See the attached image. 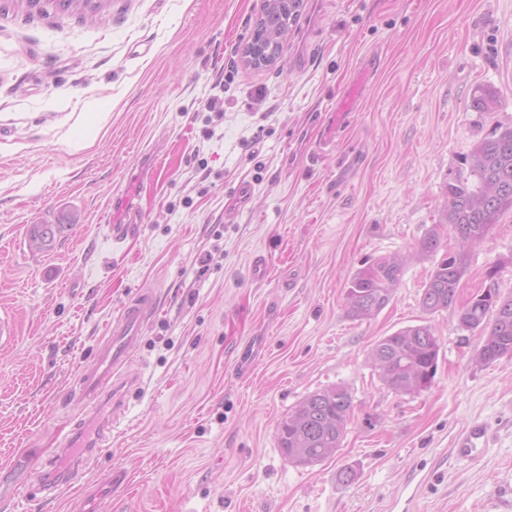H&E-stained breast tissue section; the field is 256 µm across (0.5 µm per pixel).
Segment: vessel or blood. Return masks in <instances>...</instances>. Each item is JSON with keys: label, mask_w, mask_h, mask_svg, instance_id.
Wrapping results in <instances>:
<instances>
[{"label": "vessel or blood", "mask_w": 512, "mask_h": 512, "mask_svg": "<svg viewBox=\"0 0 512 512\" xmlns=\"http://www.w3.org/2000/svg\"><path fill=\"white\" fill-rule=\"evenodd\" d=\"M138 231L136 215L129 208L124 209L121 219L108 226L109 236L116 244L124 243ZM155 310L153 292L140 290L113 320L108 336L97 345L91 362L82 367L70 395L91 404L94 411L66 435L54 460L41 469L39 479L46 490L55 491L70 484L86 461L104 448L112 430L121 424L128 394L137 386L134 378L123 376L122 370ZM487 443L486 429L476 424L460 437L456 453L459 458L476 463ZM111 495L112 480L107 477L87 488L83 497L72 504V512H98L101 501Z\"/></svg>", "instance_id": "vessel-or-blood-1"}]
</instances>
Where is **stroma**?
<instances>
[{"label": "stroma", "instance_id": "stroma-1", "mask_svg": "<svg viewBox=\"0 0 512 512\" xmlns=\"http://www.w3.org/2000/svg\"><path fill=\"white\" fill-rule=\"evenodd\" d=\"M260 8L111 0L88 20L0 0V314L16 329L0 348V512H68L33 464L84 418L68 390L142 289L158 312L127 367L140 388L79 478L127 473L102 512H512V358L479 363L480 332L421 305L454 238L418 250L445 221L449 176L512 125V0H306L277 67L257 71L238 51ZM480 84L498 111L471 110ZM334 124L335 152L315 156ZM243 181L252 202L225 222ZM125 201L141 230L116 246L106 226ZM46 223L66 230L30 251ZM395 254L408 261L389 305L352 317L348 281ZM490 289L512 293L511 210L469 250L459 300ZM418 324L437 373L399 395L368 352ZM335 385L354 403L338 452L292 464L279 422ZM475 422L490 441L474 465L454 448ZM65 230L62 224H33L28 231V247L33 252H48Z\"/></svg>", "mask_w": 512, "mask_h": 512}]
</instances>
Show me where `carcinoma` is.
I'll return each instance as SVG.
<instances>
[{"instance_id":"1","label":"carcinoma","mask_w":512,"mask_h":512,"mask_svg":"<svg viewBox=\"0 0 512 512\" xmlns=\"http://www.w3.org/2000/svg\"><path fill=\"white\" fill-rule=\"evenodd\" d=\"M82 0H18L17 8L30 14L49 11L85 14ZM304 0H291L288 8L270 0L256 18L250 37L281 47V40L297 23ZM501 94L492 85L481 84L471 96L475 112H495ZM512 210V127H496L480 140L471 156L470 177L448 179L446 222L448 233L459 245L433 268L423 292L422 307L434 313L452 308L467 269L466 249L479 244L499 215ZM67 224H33L28 247L33 252L50 251ZM401 261L380 258L358 270L350 279L346 302L351 314L368 319L391 301L400 280ZM459 321L470 330H480L478 358L485 365L512 357V294L487 291L461 308ZM439 344L428 325L402 328L378 340L370 351L377 377L393 392L415 395L427 389L437 372ZM353 409V397L343 386H332L308 394L286 415L277 428V442L288 461L313 467L338 451Z\"/></svg>"}]
</instances>
